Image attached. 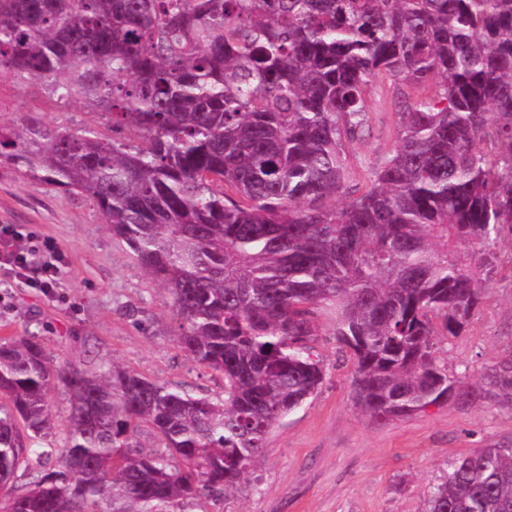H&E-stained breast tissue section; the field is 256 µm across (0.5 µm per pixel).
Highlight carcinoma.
<instances>
[{
    "label": "carcinoma",
    "mask_w": 512,
    "mask_h": 512,
    "mask_svg": "<svg viewBox=\"0 0 512 512\" xmlns=\"http://www.w3.org/2000/svg\"><path fill=\"white\" fill-rule=\"evenodd\" d=\"M2 76L128 132L29 113L0 126V156L96 202L224 396L114 363L58 369L37 337L0 338V512L228 496L321 388L323 312L377 422L512 406V353L475 387L437 358L512 234V0H0ZM380 78L397 140L357 195L346 145L369 131ZM57 382L72 399L61 467L9 493L56 455ZM425 512H512V447L455 459Z\"/></svg>",
    "instance_id": "obj_1"
}]
</instances>
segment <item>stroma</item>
<instances>
[{"mask_svg":"<svg viewBox=\"0 0 512 512\" xmlns=\"http://www.w3.org/2000/svg\"><path fill=\"white\" fill-rule=\"evenodd\" d=\"M394 87L370 91L371 133L349 149L352 184L395 145ZM35 112L77 132L120 137L112 117L55 102L45 86L0 79V126ZM52 239L62 275L53 294L22 284L0 288V337L36 336L54 365L114 362L194 396L224 393V378L178 346L168 292L153 283L113 237L97 204L85 195L20 174L0 160V225ZM499 271L481 310L442 342L441 363L464 383L479 382L512 349V236L497 245ZM316 348L326 379L316 395L279 421L259 467L239 493L186 500L164 512H425L434 483L453 459L499 443L512 444V406L479 402L433 406L380 423L351 400L352 363H337L329 316Z\"/></svg>","mask_w":512,"mask_h":512,"instance_id":"obj_1","label":"stroma"}]
</instances>
